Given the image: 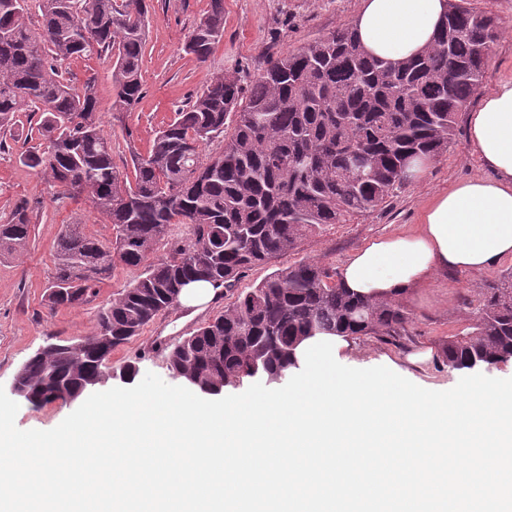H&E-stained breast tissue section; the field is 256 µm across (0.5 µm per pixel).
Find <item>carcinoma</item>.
<instances>
[{"mask_svg": "<svg viewBox=\"0 0 512 512\" xmlns=\"http://www.w3.org/2000/svg\"><path fill=\"white\" fill-rule=\"evenodd\" d=\"M41 33L26 25L27 0H0V133L22 112L40 113L42 148L19 157L68 198H83L112 224L102 241L67 224L55 247L47 302L52 310L89 301L116 262L138 267L175 224L188 236L151 262L98 315L94 335L60 340L32 355L15 380L35 407L82 396L112 350L178 303L194 282L231 288L246 268L294 250L306 236L372 212L410 183L417 159L448 151L455 117L481 88L499 22L448 0V18L416 57H372L353 25L270 61L248 90L232 75L213 78L159 130L133 174L112 157L94 81L76 87L59 70L71 58L113 55L112 109L142 95L145 0H39ZM224 36V0H210L184 45L203 63ZM233 124H227V120ZM224 137L222 153L200 145ZM29 203L0 224V254L23 249ZM409 316L397 300L351 294L312 261L277 270L238 296L224 314L168 350L171 375L209 396L260 377L288 378L298 343L316 333L399 336ZM112 334L101 352L96 337ZM451 369L512 361V272L482 287L477 316L448 337Z\"/></svg>", "mask_w": 512, "mask_h": 512, "instance_id": "1", "label": "carcinoma"}]
</instances>
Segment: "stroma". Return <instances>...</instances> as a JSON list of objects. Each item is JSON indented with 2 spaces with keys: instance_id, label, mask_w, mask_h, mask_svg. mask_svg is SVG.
I'll list each match as a JSON object with an SVG mask.
<instances>
[{
  "instance_id": "35a3bbf8",
  "label": "stroma",
  "mask_w": 512,
  "mask_h": 512,
  "mask_svg": "<svg viewBox=\"0 0 512 512\" xmlns=\"http://www.w3.org/2000/svg\"><path fill=\"white\" fill-rule=\"evenodd\" d=\"M150 26L143 50V95L129 112L112 109L114 89L111 61L90 55L67 62L66 76L80 83H96L100 117L112 141L119 167L131 168V157L147 154L156 132L176 112L194 100L213 76L232 74L242 85L263 72L268 62L296 51L336 27L352 23L359 0H224V36L207 62H198L184 50L195 23L209 8V0H146ZM469 6L490 12L503 32L491 47L481 87L490 92L499 80L512 77V0H468ZM472 98L456 116L455 132L446 153L430 161L424 174L395 191L381 208L349 217L343 224L325 225L304 238L298 247L270 262L244 270L233 288L199 308L174 305L156 317L140 335L113 351L110 362H133L139 374L172 376L166 349L205 322L223 314L240 293L249 291L272 272L307 260L333 269L374 239L417 230L422 210L431 197L452 184L482 174L470 148L467 114L479 105ZM37 117L21 113L17 124L0 133V221H6L22 201L34 203L31 237L25 250L0 258V388L10 389L25 361L47 343L80 339L97 328L100 310L127 288L140 268L117 265L97 287L96 296L83 304L50 310L46 297L53 272V250L63 225L81 221L86 233L108 240L111 225L83 204L59 197L37 169L18 161L21 153L39 146ZM512 270V259L481 271H451L435 276L428 287L405 294L401 303L410 320L397 337L359 339L356 360L361 365L389 357L403 377L420 387L443 391L454 387L462 371L448 368L441 354L446 337L472 322L481 305V287ZM78 407L77 402L55 401L40 408L20 402L15 423L19 429L50 430Z\"/></svg>"
}]
</instances>
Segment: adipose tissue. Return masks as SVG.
Returning a JSON list of instances; mask_svg holds the SVG:
<instances>
[{
  "label": "adipose tissue",
  "mask_w": 512,
  "mask_h": 512,
  "mask_svg": "<svg viewBox=\"0 0 512 512\" xmlns=\"http://www.w3.org/2000/svg\"><path fill=\"white\" fill-rule=\"evenodd\" d=\"M448 0H361L353 22L373 56L405 61L431 45ZM467 137L490 177L436 195L412 234L358 250L341 278L351 293L390 298L425 287L439 271H475L512 258V78L498 82L468 115Z\"/></svg>",
  "instance_id": "ef3b65f1"
}]
</instances>
